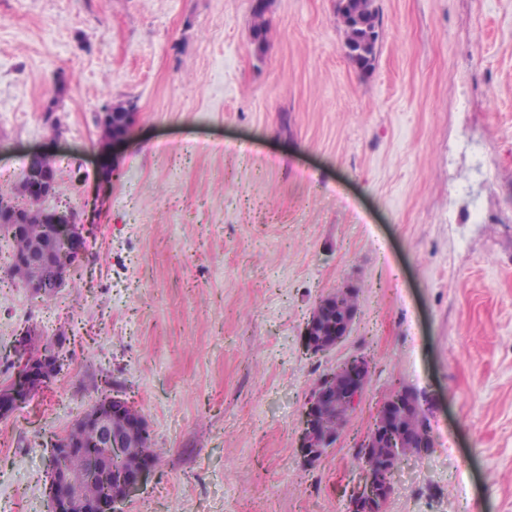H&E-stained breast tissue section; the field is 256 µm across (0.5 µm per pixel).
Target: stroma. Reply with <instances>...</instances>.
Wrapping results in <instances>:
<instances>
[{"instance_id": "35a3bbf8", "label": "stroma", "mask_w": 512, "mask_h": 512, "mask_svg": "<svg viewBox=\"0 0 512 512\" xmlns=\"http://www.w3.org/2000/svg\"><path fill=\"white\" fill-rule=\"evenodd\" d=\"M378 5L363 72L336 0H272L261 53L251 0H0V188L41 152L84 212L100 107H136L79 287L43 301L0 240V384L19 330L69 358L0 419V512H50L44 439L107 379L162 451L124 512H346L355 442L403 387L435 446L398 465L386 512H512V0ZM345 285L350 336L306 353ZM356 352L363 400L306 463L309 392ZM333 294L322 296L306 322L303 336L305 348L310 353L324 352L339 344L351 331L357 315V305L342 312V319H332L328 327H324L322 321L330 311L335 312L336 303Z\"/></svg>"}]
</instances>
